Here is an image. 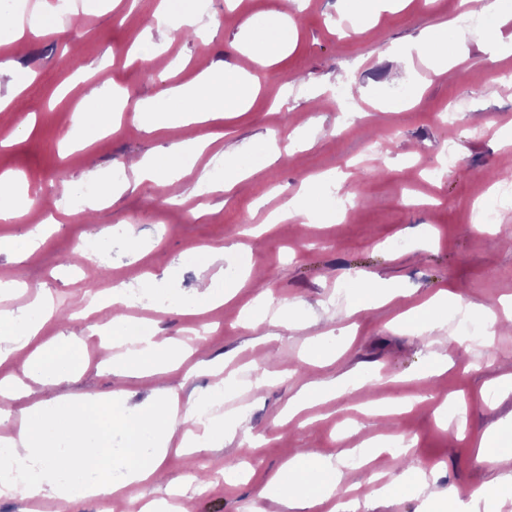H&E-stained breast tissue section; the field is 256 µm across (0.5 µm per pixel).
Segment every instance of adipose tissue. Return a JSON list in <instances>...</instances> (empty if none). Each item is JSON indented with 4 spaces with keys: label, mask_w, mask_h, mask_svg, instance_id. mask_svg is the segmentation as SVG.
<instances>
[{
    "label": "adipose tissue",
    "mask_w": 512,
    "mask_h": 512,
    "mask_svg": "<svg viewBox=\"0 0 512 512\" xmlns=\"http://www.w3.org/2000/svg\"><path fill=\"white\" fill-rule=\"evenodd\" d=\"M242 27L250 59L258 66L286 53L294 27L290 10L281 11L274 28L253 33L251 20ZM256 91L255 78L226 64L213 66L194 82L168 88L159 95L138 101L135 120L145 133L163 128H187L223 118L225 113L246 109ZM127 96L111 84H103L94 99H82L74 109L73 128L82 135L112 133L119 124L118 112ZM203 145L186 138L170 144L160 155H147L133 162L142 180L175 185L183 176V155ZM36 202L25 192L21 178L0 174V220L22 219ZM43 326L5 310L0 312V358L24 349ZM117 340L132 344L124 355L113 358L112 372L119 377L166 374L182 364V354L170 339L157 334L130 337L127 320L116 317L110 325ZM77 365L68 346L39 349L29 355L18 372L0 380V421L17 419L15 437L7 438V457L0 458V490L19 492L29 499L64 497L82 499L109 496L125 487L148 481L170 451L186 453L176 437L180 422L194 420L197 403L180 404L176 393L163 396L161 404L137 410L126 409L130 396L124 387L104 394H91L79 401L38 396L40 386L71 374ZM70 461L60 470L58 458ZM338 464L311 452L297 453L258 488L261 498L277 497L304 512L305 508L336 495ZM512 497V480L505 478L479 487L461 500L456 487L443 489L439 500L455 502L459 512H491L492 504Z\"/></svg>",
    "instance_id": "obj_1"
}]
</instances>
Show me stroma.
Listing matches in <instances>:
<instances>
[{
    "instance_id": "35a3bbf8",
    "label": "stroma",
    "mask_w": 512,
    "mask_h": 512,
    "mask_svg": "<svg viewBox=\"0 0 512 512\" xmlns=\"http://www.w3.org/2000/svg\"><path fill=\"white\" fill-rule=\"evenodd\" d=\"M73 2L80 40L67 30L28 35L17 63L34 72L32 84L16 95L11 77L0 75V97L12 96L16 119L36 117L27 138L0 150V173L22 174L52 217L26 260L0 253V275L25 284L9 297V307L37 317L32 302L45 291L58 318L45 325L40 342L73 336L80 357L74 375L54 380L47 396L77 401L111 391L113 344L90 330L111 312L90 308L87 300L122 283L141 291L124 314L140 312L163 337L190 352L181 371L130 380L133 404L166 389L177 390L184 402L202 400L217 378L245 374L258 353L286 373L257 393L243 384L226 392L222 411L240 425L231 440L199 457V464L213 468L207 482H197L184 457L169 454L150 483L129 487L130 508L179 499L191 512H289L276 498L257 497L267 472L297 449L341 456L376 435L403 438L406 448L382 455L376 465L343 459L335 500L349 503L352 512H422L424 497L441 487L452 485L466 495L502 475V466L478 455L481 437L493 432L498 455L512 456V321L502 305L512 299V247L501 235L503 226H512V197L495 192L501 172L512 170V67L506 57L485 53L483 34L492 29L512 42V0L478 20L465 19L461 0H402L359 33L336 28L349 0H308L294 16L292 48L259 72L261 91L251 105L194 127L207 146L183 157V203H170L166 188L146 183L101 206L91 221L81 193L95 177L133 181L132 170L116 169L114 161L160 152L179 133L148 136L128 118L109 139L69 149L76 103L106 78L137 101L190 82L218 62L238 64L242 21L266 26L283 4L208 0L200 18L206 25L217 22L213 40L170 41L154 34L160 50L146 67L128 62L127 53L142 37L135 18L152 0ZM442 24L459 62L457 77L435 75L427 59L414 53L401 62L390 57L389 45L410 44ZM161 71L167 82L158 80ZM409 93L414 99L406 111H381L383 102ZM272 137L279 156L271 163L265 145ZM230 152L237 153L244 177L230 189L207 191L198 182L200 172L223 168ZM449 152L450 164L444 161ZM329 170L344 188L321 183L320 211L311 223L293 218L260 239L243 237V230L265 223L306 180ZM64 180L77 195L61 196ZM480 199L494 205L498 217L482 232L474 228L473 204ZM128 227L143 243L135 260L120 247ZM94 238L103 239L102 249L83 255L81 243ZM232 241L246 243V251L224 254ZM246 269L266 281L275 300L299 303L291 323L249 327L245 317L257 292L240 280ZM361 274L370 275L375 287L400 289V297L351 312L368 294L355 284ZM202 281L217 291L232 283L238 289L205 314L174 313L173 305L200 303L195 287ZM439 288L463 303L448 306L433 331L418 336L394 325L398 314ZM468 303L498 317L478 345L453 337ZM317 343L332 352V360L309 363ZM436 351L447 355L449 368L431 376L426 365ZM351 372L374 379V386L345 388L335 399L287 418L288 400L303 385ZM383 396L409 399L413 408L387 422L362 412V404ZM458 400L468 408L462 429L444 409ZM226 459L249 470V478L226 480L216 468ZM417 477L425 480L421 497L371 495L377 483Z\"/></svg>"
}]
</instances>
